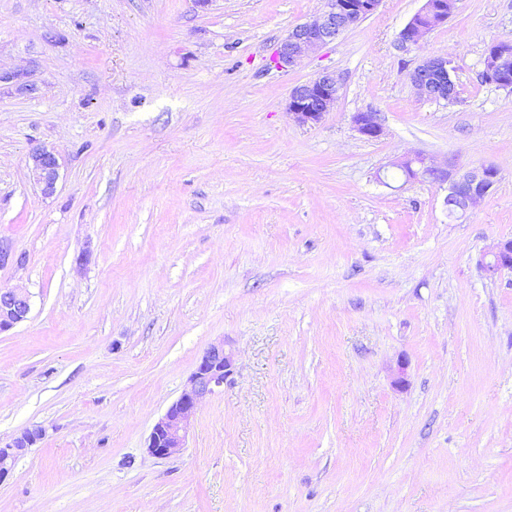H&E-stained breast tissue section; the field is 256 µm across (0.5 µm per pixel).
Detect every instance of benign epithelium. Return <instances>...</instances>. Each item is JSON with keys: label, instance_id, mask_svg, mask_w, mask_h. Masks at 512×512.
I'll use <instances>...</instances> for the list:
<instances>
[{"label": "benign epithelium", "instance_id": "7a95c632", "mask_svg": "<svg viewBox=\"0 0 512 512\" xmlns=\"http://www.w3.org/2000/svg\"><path fill=\"white\" fill-rule=\"evenodd\" d=\"M458 0H424L419 11L401 30L398 46L409 50L419 44L431 31L448 21V15L457 9ZM380 0H324V6L313 19L294 26L277 45L271 58L276 68L292 66L303 55L314 52L373 14ZM512 65L508 51L490 47L484 56L480 79L497 85L505 70ZM451 61L445 56L422 59L408 73V79L417 94L433 101L456 99V85L451 77ZM30 72L0 68V85L15 88L20 95H30L36 87L28 80ZM340 92V83L334 71H322L315 78L294 86L288 98V112L295 122L313 124L330 111ZM357 131L367 138H377L383 127L375 112H358L353 116ZM419 165L413 177H422L438 184H448L445 202L448 208L467 212L490 194L498 177L487 175L488 167L461 170L453 160L445 166L417 155L394 163V167ZM25 165L34 184L44 195L55 192L59 180L60 163L57 153L45 146L30 149ZM482 260L484 271L496 275L512 272V239H501L489 246ZM31 310L29 293L23 288L0 289V332L12 329L26 320ZM233 355L224 349V341H216L205 350L196 369L188 379L186 389L171 404L154 425L148 440L147 452L158 459H167L185 447L186 437L201 401L224 387L232 375ZM42 430L24 431L19 437L0 448V483L13 469L12 449L25 448L40 439Z\"/></svg>", "mask_w": 512, "mask_h": 512}]
</instances>
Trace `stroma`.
<instances>
[{"label": "stroma", "mask_w": 512, "mask_h": 512, "mask_svg": "<svg viewBox=\"0 0 512 512\" xmlns=\"http://www.w3.org/2000/svg\"><path fill=\"white\" fill-rule=\"evenodd\" d=\"M424 0H381L293 66L270 58L322 0H0V238L26 321L0 333V441L42 439L0 512H512V90L482 83L512 0H459L410 51ZM451 57L454 103L407 78ZM320 122L287 110L322 70ZM377 113L380 137L354 128ZM62 162L53 195L25 166ZM414 154L492 166L449 219ZM235 357L183 450L146 451L214 341ZM30 71H11L0 68V85L14 87L20 95H30L36 91L34 83L28 80ZM340 88L334 71H322L315 78L291 89L288 112L299 125L317 123L335 105ZM25 165L42 194L51 195L55 192L60 176V163L53 149L41 145L33 146L25 158ZM489 257L488 260L485 258ZM482 266L489 275L503 271L512 272V239H501L493 242L483 256Z\"/></svg>", "instance_id": "1"}]
</instances>
